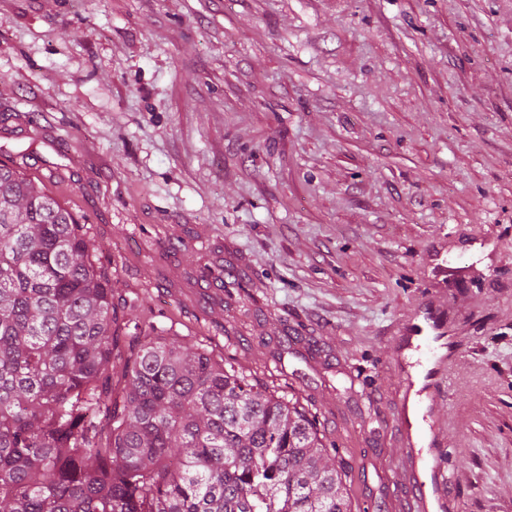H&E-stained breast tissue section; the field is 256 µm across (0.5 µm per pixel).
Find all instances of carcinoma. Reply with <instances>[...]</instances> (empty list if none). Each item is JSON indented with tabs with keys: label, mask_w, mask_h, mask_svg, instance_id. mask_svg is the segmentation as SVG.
<instances>
[{
	"label": "carcinoma",
	"mask_w": 512,
	"mask_h": 512,
	"mask_svg": "<svg viewBox=\"0 0 512 512\" xmlns=\"http://www.w3.org/2000/svg\"><path fill=\"white\" fill-rule=\"evenodd\" d=\"M97 250L0 161V512H353L299 399L152 326L119 345Z\"/></svg>",
	"instance_id": "obj_1"
}]
</instances>
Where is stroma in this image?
Listing matches in <instances>:
<instances>
[{
    "mask_svg": "<svg viewBox=\"0 0 512 512\" xmlns=\"http://www.w3.org/2000/svg\"><path fill=\"white\" fill-rule=\"evenodd\" d=\"M0 160L88 225L120 344L298 396L363 512L436 304L456 512H512V0H0Z\"/></svg>",
    "mask_w": 512,
    "mask_h": 512,
    "instance_id": "35a3bbf8",
    "label": "stroma"
}]
</instances>
